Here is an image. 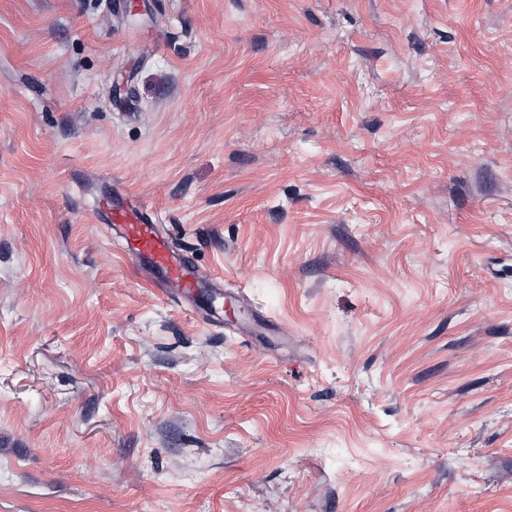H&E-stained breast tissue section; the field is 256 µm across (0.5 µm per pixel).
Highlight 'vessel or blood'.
Masks as SVG:
<instances>
[{"instance_id": "vessel-or-blood-1", "label": "vessel or blood", "mask_w": 512, "mask_h": 512, "mask_svg": "<svg viewBox=\"0 0 512 512\" xmlns=\"http://www.w3.org/2000/svg\"><path fill=\"white\" fill-rule=\"evenodd\" d=\"M112 221L121 225L132 256L146 261L155 269L157 284L163 294L196 292L199 277L176 255L168 236L158 225L146 221L138 210L119 205L112 209Z\"/></svg>"}]
</instances>
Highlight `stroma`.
Here are the masks:
<instances>
[{"label": "stroma", "instance_id": "35a3bbf8", "mask_svg": "<svg viewBox=\"0 0 512 512\" xmlns=\"http://www.w3.org/2000/svg\"><path fill=\"white\" fill-rule=\"evenodd\" d=\"M0 512H512V0H0ZM112 221L122 226L131 255L146 261L155 269L157 285L164 295L168 296L174 291L179 295L197 291L200 278L192 267L176 255L169 237L157 224L146 221L138 210L119 205L112 206Z\"/></svg>", "mask_w": 512, "mask_h": 512}]
</instances>
